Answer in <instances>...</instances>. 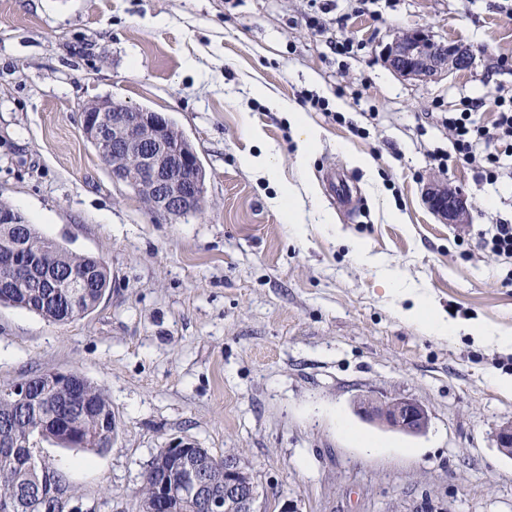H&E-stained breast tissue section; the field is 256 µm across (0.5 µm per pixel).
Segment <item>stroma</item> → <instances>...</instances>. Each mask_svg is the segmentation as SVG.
Returning <instances> with one entry per match:
<instances>
[{
    "label": "stroma",
    "mask_w": 512,
    "mask_h": 512,
    "mask_svg": "<svg viewBox=\"0 0 512 512\" xmlns=\"http://www.w3.org/2000/svg\"><path fill=\"white\" fill-rule=\"evenodd\" d=\"M411 28L470 45L476 67L398 77L382 52ZM502 90L512 0H0V202L112 281L67 323L0 307V390L76 371L108 394L107 451L40 444L77 505L138 512L150 461L182 440L240 455L267 504L298 512H512L495 438L512 421L495 383L512 352L422 333L384 279L512 335V259L481 240L512 224V159L485 180L442 122L463 100L492 122L484 102ZM270 93L318 130L308 160ZM101 98L173 121L206 171L202 213L169 220L112 181L80 123ZM268 147L273 176L245 167ZM330 170L353 185L350 208L329 197ZM431 178L463 189L471 223H439ZM283 189L299 227L271 203ZM365 394L418 400L429 430L370 426L355 412Z\"/></svg>",
    "instance_id": "35a3bbf8"
}]
</instances>
